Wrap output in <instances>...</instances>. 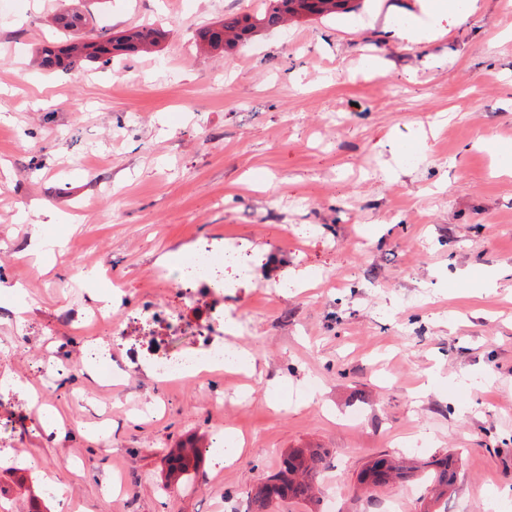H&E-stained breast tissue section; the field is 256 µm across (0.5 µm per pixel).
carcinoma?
<instances>
[{"instance_id": "carcinoma-1", "label": "carcinoma", "mask_w": 512, "mask_h": 512, "mask_svg": "<svg viewBox=\"0 0 512 512\" xmlns=\"http://www.w3.org/2000/svg\"><path fill=\"white\" fill-rule=\"evenodd\" d=\"M296 0H263L264 10L256 16L264 20V27H278L293 13L290 5ZM251 15L233 17L224 22L202 28L199 33L200 46L206 50H224L233 47L238 40H249L248 33L254 28L249 23ZM54 23L68 33L61 46L45 50L41 58L47 69H68L82 61L100 60L107 64L115 56L150 53L157 47L162 31L152 25L129 28L115 36L103 32L99 36L84 40L77 35L87 24L80 13L73 11L66 16H57ZM325 457L317 448H294L284 456L281 469L266 479L264 489L250 496L248 512H271L274 502L283 499H312L313 479L324 464ZM458 459L446 455L424 463L425 479L434 492L435 500L448 493L456 477ZM401 466L394 462L381 469L370 462L359 474V481L373 486L385 485L402 477Z\"/></svg>"}]
</instances>
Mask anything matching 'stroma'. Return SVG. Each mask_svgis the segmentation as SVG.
Wrapping results in <instances>:
<instances>
[{"mask_svg": "<svg viewBox=\"0 0 512 512\" xmlns=\"http://www.w3.org/2000/svg\"><path fill=\"white\" fill-rule=\"evenodd\" d=\"M426 2L366 0L226 52L197 50L198 30L261 0L0 8V283L28 293L14 316L0 297V376L46 393L67 425L54 440L21 390L0 404V512H58L52 475L86 512H246L292 448L328 465L314 500L274 512H512V0L396 37ZM66 8L90 36L164 35L151 53L49 70L38 49ZM204 249L241 252L248 272L183 301L182 268L162 258ZM116 280L123 334L95 383L81 365L105 332L87 317ZM150 303L174 322L136 321ZM217 306L254 372L148 378L149 354L193 347L187 327ZM227 426L243 451L225 453ZM184 446L199 455L171 473ZM444 453L460 457L447 502L413 477L359 490L379 456Z\"/></svg>", "mask_w": 512, "mask_h": 512, "instance_id": "1", "label": "stroma"}]
</instances>
